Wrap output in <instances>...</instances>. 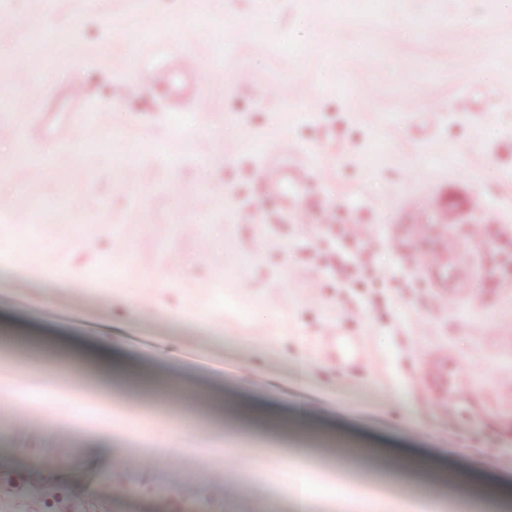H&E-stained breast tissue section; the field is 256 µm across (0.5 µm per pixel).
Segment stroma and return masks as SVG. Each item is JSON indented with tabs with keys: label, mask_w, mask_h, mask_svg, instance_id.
I'll list each match as a JSON object with an SVG mask.
<instances>
[{
	"label": "stroma",
	"mask_w": 512,
	"mask_h": 512,
	"mask_svg": "<svg viewBox=\"0 0 512 512\" xmlns=\"http://www.w3.org/2000/svg\"><path fill=\"white\" fill-rule=\"evenodd\" d=\"M177 55L207 78L181 106L138 85ZM509 89L512 0H384L378 16L327 0H0V200L15 207L0 267L16 269L0 277V336L89 338L145 370L161 356L205 402L101 387L110 418L55 404L38 425L0 403V512H288L265 460L294 434L243 422L257 394L307 413L314 512H332L334 482L387 512H477L486 485L512 488L495 420L512 409V271L466 269L452 295L417 261L428 201L452 227L481 211L512 227ZM284 148L327 221L284 222L266 195ZM44 274L67 288H40ZM339 331L361 356L340 362ZM442 364L482 421L449 414ZM379 440L337 470V449ZM408 454L426 466L403 471Z\"/></svg>",
	"instance_id": "obj_1"
}]
</instances>
